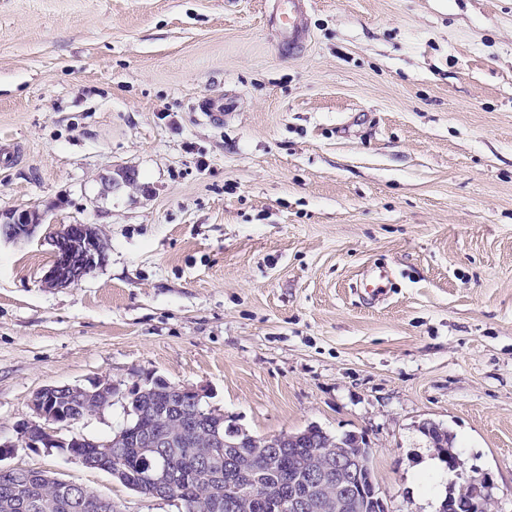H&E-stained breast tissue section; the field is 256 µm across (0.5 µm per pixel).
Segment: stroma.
I'll return each instance as SVG.
<instances>
[{"instance_id": "stroma-1", "label": "stroma", "mask_w": 512, "mask_h": 512, "mask_svg": "<svg viewBox=\"0 0 512 512\" xmlns=\"http://www.w3.org/2000/svg\"><path fill=\"white\" fill-rule=\"evenodd\" d=\"M274 2L0 0V214H46L0 241V465L185 512L17 440L43 386L160 377L256 437L362 436L389 512L483 481L512 512V0H306L290 51ZM65 224L108 257L47 288ZM422 429L424 430V434L428 437L435 448H438L439 452H442L446 459L447 463L451 461L452 466L456 463V458L453 452H450L451 445V437L448 434V431L440 428L439 426L426 423L423 424Z\"/></svg>"}]
</instances>
